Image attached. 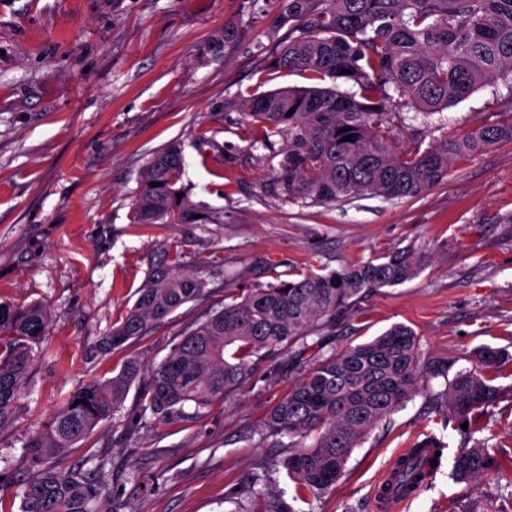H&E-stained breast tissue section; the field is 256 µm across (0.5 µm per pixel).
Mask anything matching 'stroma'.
Wrapping results in <instances>:
<instances>
[{
  "label": "stroma",
  "instance_id": "obj_1",
  "mask_svg": "<svg viewBox=\"0 0 512 512\" xmlns=\"http://www.w3.org/2000/svg\"><path fill=\"white\" fill-rule=\"evenodd\" d=\"M280 10L279 0H0V302H40L51 315L26 394L0 427V503L22 494L29 438L83 384L118 372L127 353L159 364L238 287L411 246L425 257L415 278L366 295L320 335L328 355L400 323L415 333L428 367L418 394L353 449L331 491L297 499L278 467L286 448L258 434L306 374L278 351L181 424L141 418L129 392L86 442L109 459L93 512H266L274 492L294 512H376L373 488L390 458L426 437L444 443L441 464L402 512H512V362L491 372L497 398L471 417L497 472L453 476L461 424L433 407L480 348L512 353V142L460 161L445 183L413 199L311 205L272 192L278 159L255 144L251 118L224 103L308 85L303 73L268 68L288 41L287 28L275 25ZM228 28L239 41L213 56L211 44ZM511 99L512 86L483 87L424 119L396 99L395 145L411 146L417 132L426 147L496 122ZM201 130L216 148L200 145ZM173 140L183 146L192 200L223 223L132 222L145 164ZM187 239L183 268L206 280L204 299L128 350L94 352L133 305L152 262Z\"/></svg>",
  "mask_w": 512,
  "mask_h": 512
}]
</instances>
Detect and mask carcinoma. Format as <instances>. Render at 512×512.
<instances>
[{
	"mask_svg": "<svg viewBox=\"0 0 512 512\" xmlns=\"http://www.w3.org/2000/svg\"><path fill=\"white\" fill-rule=\"evenodd\" d=\"M277 23L297 33L269 64L271 70L304 72L312 87L250 93L224 103L252 118L255 142L269 149L280 136L276 187L288 199L315 204L364 196L414 198L440 184L461 159L512 142V101L504 119L446 138L420 151L395 152L389 90L429 114L480 87L512 83V0H282ZM341 82V91L322 83ZM292 115H287V112ZM350 130H344V127ZM351 140L345 141L343 137ZM184 157L174 141L147 160L133 200L135 224L218 222L182 184ZM183 194L177 198V194ZM184 251L153 264L119 325L94 346L123 347L183 305L206 294L207 282L181 269ZM421 269L411 249L348 264L326 274L299 273L278 284L245 288L186 331L159 365L138 355L105 380H92L53 413L25 447L32 476L24 484L20 512H91L102 496L108 458L95 452L74 459L95 428L110 421L133 385L141 387V415L179 424L237 386L267 352L292 353L308 336L354 310L365 294L400 285ZM40 304L0 303V427L28 384L33 346L48 329ZM512 355L484 348L477 363L457 372L440 395L457 420L492 403L496 389L485 371ZM427 366L413 331L394 325L374 339L317 361L288 397L275 404L261 439L288 437L282 466L297 492H329L353 451L380 422L416 392ZM81 403L74 404V401ZM312 444H305L309 436ZM485 444L462 446L452 473L480 479L495 470Z\"/></svg>",
	"mask_w": 512,
	"mask_h": 512,
	"instance_id": "carcinoma-1",
	"label": "carcinoma"
}]
</instances>
